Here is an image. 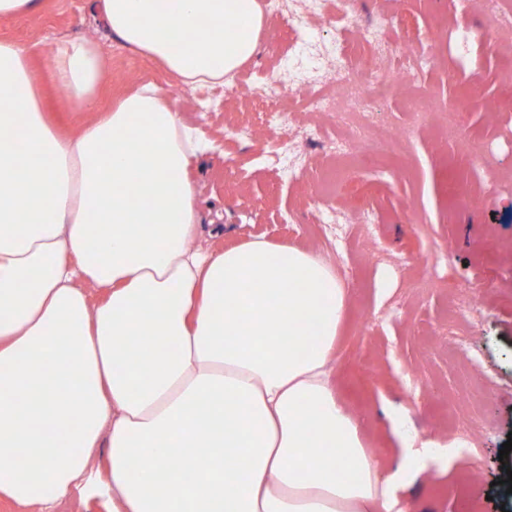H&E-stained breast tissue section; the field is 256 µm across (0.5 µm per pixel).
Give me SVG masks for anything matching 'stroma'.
<instances>
[{
	"label": "stroma",
	"mask_w": 512,
	"mask_h": 512,
	"mask_svg": "<svg viewBox=\"0 0 512 512\" xmlns=\"http://www.w3.org/2000/svg\"><path fill=\"white\" fill-rule=\"evenodd\" d=\"M347 7L364 20L389 9L393 62L426 53L434 64L376 115L405 129L403 140L375 144L374 161L337 172L331 204L344 222L336 247L316 221L311 194L324 184L325 121L300 111L299 89L277 86L308 136L296 180L274 162L278 130L261 126L256 106L239 93L242 84L260 86L309 64L294 32L273 16L257 56L232 84L170 102L211 144L190 168L201 222L222 226L228 247L260 235L304 244L328 261L345 255L336 266L349 300L336 385L384 473L403 469L413 454L396 492L400 512H512L502 484L512 455L499 456L512 436V53L498 43L482 0H348ZM0 40L28 49L44 105L62 129L74 117L50 75L56 43L88 40L104 57L101 110L135 85L179 82L121 45L91 0H42L37 13L0 20ZM420 93L434 105L414 126L406 102ZM363 210L370 223H359ZM220 242L204 231L192 245ZM461 294L470 302L457 304ZM105 454L94 451L82 487L58 512H108Z\"/></svg>",
	"instance_id": "stroma-1"
}]
</instances>
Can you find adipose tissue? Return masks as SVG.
<instances>
[{"label":"adipose tissue","instance_id":"adipose-tissue-1","mask_svg":"<svg viewBox=\"0 0 512 512\" xmlns=\"http://www.w3.org/2000/svg\"><path fill=\"white\" fill-rule=\"evenodd\" d=\"M100 8L192 88L253 60L265 27L260 0ZM50 68L73 130L43 111L27 49L0 41V503L50 512L104 440L111 512H393L398 478L335 387L334 268L261 237L193 250L208 142L149 83L96 112L91 43L57 44Z\"/></svg>","mask_w":512,"mask_h":512}]
</instances>
